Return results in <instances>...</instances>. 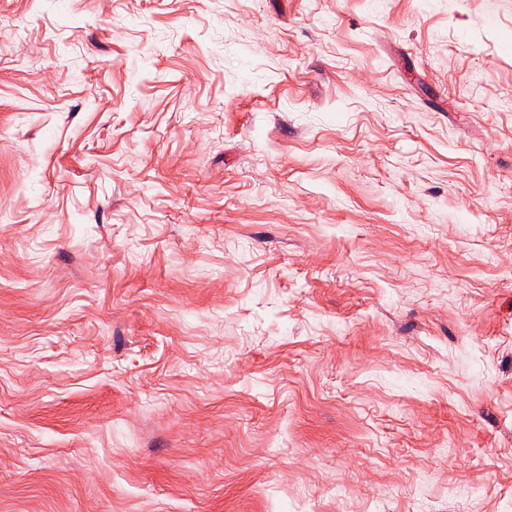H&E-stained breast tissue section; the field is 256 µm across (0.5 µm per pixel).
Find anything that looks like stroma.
<instances>
[{"instance_id": "1", "label": "stroma", "mask_w": 512, "mask_h": 512, "mask_svg": "<svg viewBox=\"0 0 512 512\" xmlns=\"http://www.w3.org/2000/svg\"><path fill=\"white\" fill-rule=\"evenodd\" d=\"M0 512H512V0H0Z\"/></svg>"}]
</instances>
